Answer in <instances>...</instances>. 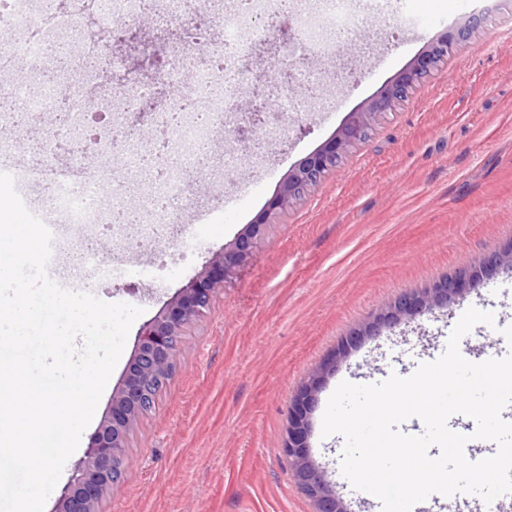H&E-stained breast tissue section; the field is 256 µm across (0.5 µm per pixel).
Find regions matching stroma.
<instances>
[{"label":"stroma","instance_id":"1","mask_svg":"<svg viewBox=\"0 0 512 512\" xmlns=\"http://www.w3.org/2000/svg\"><path fill=\"white\" fill-rule=\"evenodd\" d=\"M473 14L486 20L475 35L348 154L292 209L276 217L254 259L227 283L214 307L191 328L176 370L154 409L135 430L130 465L100 512H314L281 452L297 389L336 347L405 291L468 271L512 242V0H402L386 20H367L332 56L302 42L291 12H280L275 37L256 42L243 61L253 90L288 100L317 88V107L294 112L288 126L268 112L253 139L261 148L232 178L223 164L193 182L197 220L129 254L111 230L91 236L62 224L65 245L94 240L115 268L165 256L150 277H90L61 254L49 276L110 303L141 307L96 412L66 462L68 482L108 414L112 393L132 360L143 324L212 257L254 221L291 167L319 147L346 115L374 97L440 34ZM175 29L152 19L114 47L115 68L129 74L105 98L151 88L167 91L165 63L182 53ZM282 128L276 140L265 131ZM186 238L184 254L169 242ZM493 312L494 326L462 338L464 357L512 352L502 334L512 326V266L470 288L450 308L436 309L365 341L318 394L311 453L326 468L349 512H382L341 472V436L322 434L328 399L342 381L377 383L439 357L469 307Z\"/></svg>","mask_w":512,"mask_h":512}]
</instances>
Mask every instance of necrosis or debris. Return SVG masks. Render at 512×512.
<instances>
[{"label":"necrosis or debris","mask_w":512,"mask_h":512,"mask_svg":"<svg viewBox=\"0 0 512 512\" xmlns=\"http://www.w3.org/2000/svg\"><path fill=\"white\" fill-rule=\"evenodd\" d=\"M245 12L233 13V29L224 38H214L205 10V0H165L157 23L170 22L179 28L185 46L210 44L213 61L199 67L183 55L169 64L170 84L187 83L189 99L171 98L153 107L149 91H140L143 106L154 109L153 120L169 132L173 162L154 175L152 190L141 203L147 221L139 225L142 240L156 238L169 224L183 222L190 204L187 178L197 170L200 146L210 144L215 134L235 122L233 105L250 82L238 62L252 41L271 38L268 28L258 27L260 18L273 13L276 0H247ZM369 10L367 0H312L298 17L309 44L317 51L333 53L344 36L357 28ZM141 12V0H0V29L10 39L0 50V99L20 103L27 116L35 118L58 111L68 103L69 119L56 123L44 140L43 163L37 169L20 168L4 161L0 171L12 177L33 178L53 183L58 191L55 209L70 224L99 227L110 223L112 212L99 193L111 182L106 168L90 167L88 154L105 151L102 140L75 131L74 117H86L99 109L95 97L81 83H42L32 90L27 83L9 80L15 59H46L51 51L70 55L73 63L101 52L102 33L122 34L129 21ZM65 148L70 162L58 165V148Z\"/></svg>","instance_id":"necrosis-or-debris-1"}]
</instances>
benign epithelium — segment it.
<instances>
[{"label": "benign epithelium", "instance_id": "obj_1", "mask_svg": "<svg viewBox=\"0 0 512 512\" xmlns=\"http://www.w3.org/2000/svg\"><path fill=\"white\" fill-rule=\"evenodd\" d=\"M480 25L481 19L474 17L458 29L435 38L427 50L384 86L378 97L350 113L335 135L292 167L263 216L224 245L203 275L181 288L158 316L143 325L136 355L128 365L122 383L113 391L112 411L93 434L90 450L64 487L55 512H99V504L112 495L118 482L117 472L128 462V454L123 448L127 447L130 434L141 421L153 386L168 373L177 357L188 327L213 308L231 275L254 257L274 219L291 209L328 174L338 172L351 150L367 139L380 116L403 102L457 45L470 39ZM506 264L512 265V248L489 254L474 275L447 277L421 293L400 294L372 321L348 336L296 392L288 413V431L282 452L288 457L295 482L316 504V512H348L336 488L312 459L309 446L317 394L327 377L365 339L435 307L450 306L475 281L492 278Z\"/></svg>", "mask_w": 512, "mask_h": 512}]
</instances>
